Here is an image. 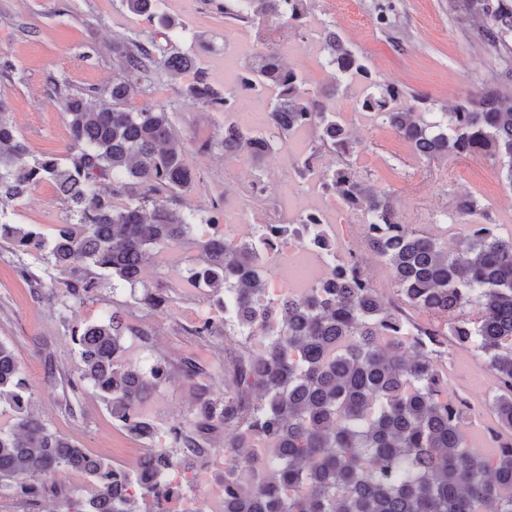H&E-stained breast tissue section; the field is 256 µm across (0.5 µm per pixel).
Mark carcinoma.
<instances>
[{
  "instance_id": "carcinoma-1",
  "label": "carcinoma",
  "mask_w": 512,
  "mask_h": 512,
  "mask_svg": "<svg viewBox=\"0 0 512 512\" xmlns=\"http://www.w3.org/2000/svg\"><path fill=\"white\" fill-rule=\"evenodd\" d=\"M309 0H233L224 16L251 24L271 18L300 27ZM166 42L186 27L161 12L159 0H126ZM448 12L482 20L485 45L500 54L503 68L469 92L450 112L437 114L426 99L394 83H379L363 54L336 31H324L327 65L336 82L358 81L365 93L355 110L366 112L429 161L480 157L498 167L512 187V0H448ZM112 106L100 107L97 90L63 95V115L71 143L65 157L31 155L16 131L7 101L0 96V213L36 186L49 182L70 203V215L51 237L31 224L0 221V241L15 251L37 255L64 277L57 293L62 305L90 297L103 279L130 287L140 283L146 256L189 238L198 214L184 196L195 173L184 158L169 107L136 108L132 76L148 79L162 68L194 72L184 96L224 113V158L241 154L260 164L288 145L298 130L312 128L317 146L298 173L308 175L323 153L336 163L320 173L319 188L346 210L364 216L365 240L384 259L405 307L432 314L456 312L442 328L418 324L384 299L364 279L354 256L340 258L325 223L316 213L296 224H262L248 239L213 229L198 243L201 262L187 267L185 280L206 289L207 300L224 314L188 329L220 344L226 328L259 336L257 354L220 364L224 392L203 379L213 367L183 357L178 369L199 379L196 405L169 447L151 448L149 469L159 474L175 466V449L197 454L213 447L219 431L229 458L224 481L235 491L224 497V512H512V445L477 448L463 434L471 415L467 399L448 397V379L434 355L448 338L486 358L497 395L491 411L498 426L512 428V237L485 228L461 238L453 250L400 222L390 192L376 190L351 161L356 142L341 113L306 88L304 76L285 67L273 49L244 66L237 82L214 88L194 58L163 52L155 39H129L113 49ZM262 90L275 92L267 104L268 129L247 130L232 119L238 99ZM112 180V192L97 188ZM485 207L461 198L456 214L472 218ZM294 240L321 254L337 271L306 295L268 297L281 244ZM169 296L144 288L135 303L148 311L165 307ZM148 340V333L123 325L120 309L73 332L80 358L79 381L92 388L112 418L139 441H153L158 427L142 413L147 398L171 379L172 367L157 359L141 368L121 360L125 333ZM0 497H63L70 503L66 475L89 478L90 496L67 512H166L161 501L179 496L173 485L155 486L138 470L129 471L89 454L66 435L51 430L29 412L28 384L12 348L0 342ZM261 439L273 448L265 461L247 448ZM156 501L140 510L129 488Z\"/></svg>"
}]
</instances>
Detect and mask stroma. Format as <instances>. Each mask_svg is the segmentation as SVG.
<instances>
[{"label":"stroma","mask_w":512,"mask_h":512,"mask_svg":"<svg viewBox=\"0 0 512 512\" xmlns=\"http://www.w3.org/2000/svg\"><path fill=\"white\" fill-rule=\"evenodd\" d=\"M378 0H311L303 27L288 28L270 19L251 25L226 18L224 0H161L164 12L186 25L189 36L174 40L176 50L194 54L209 82L224 87L227 72L239 71L253 58L274 46L282 59L300 71L313 92H325L330 107L340 110L347 128L360 146L354 157L358 169L376 189L390 191L402 221L442 244L454 245L470 234V225L451 221L460 196L482 199L485 212L479 221L500 236L512 235V187L502 180L491 161L448 158L427 161L408 143L396 138L373 118L355 112L362 84L333 86L323 50L325 27L336 28L355 50L366 55L373 77L408 87L427 98L433 110L452 108L476 84L496 69V58L480 45V22L448 13V0H390L395 29L381 28L374 10ZM153 32L145 17L133 14L124 0H0V56L13 70L0 73V94L5 95L11 119L33 155H64L69 130L53 81L72 90H104L112 83V48L130 38L148 39ZM272 44H265V36ZM192 73L170 76L156 71L134 106H172L176 129L187 141L185 161L196 181L188 195L202 219L190 241L153 252L142 281L166 290L171 301L164 311H148L135 304L129 285L109 280L81 301L62 306L53 297L52 279L44 265L28 255L0 245V341L7 342L19 359L36 417L51 429L71 436L80 447L114 465L135 469L147 453L145 442L133 439L112 418L91 389L70 390L66 378L79 375V358L70 333L123 306L127 324L149 333L148 342L125 339L124 359L152 362L156 357L178 362L195 354L203 363H219L244 349H256L255 339L228 330L223 350L188 335V328L214 309L205 296L183 279L201 252L195 241L210 231L204 218L218 215L222 229L247 237L263 224H293L299 215L315 212L327 225L337 256L360 248V213L343 214L335 198L322 194L315 178L295 172L298 157L310 153L316 133H294L285 149L255 165L248 156L225 161L217 142L224 132L223 113L183 97ZM270 183V191L253 199L247 188L255 178ZM69 205L48 182L35 187L7 209L14 224L39 225L51 234L63 223ZM35 273L38 283L29 282ZM448 379L450 395L469 398L475 413L463 432L482 448L492 443L495 421L490 410L495 390L478 352L449 344L436 360ZM195 384L182 374L151 399L148 415L159 429L188 418L194 405Z\"/></svg>","instance_id":"stroma-1"}]
</instances>
